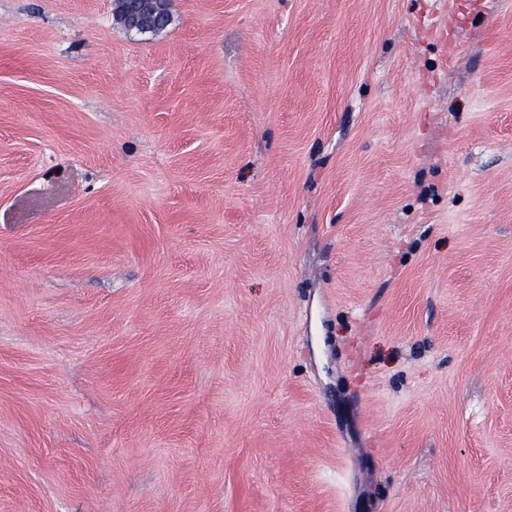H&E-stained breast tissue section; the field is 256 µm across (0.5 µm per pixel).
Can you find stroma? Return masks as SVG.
<instances>
[{"mask_svg":"<svg viewBox=\"0 0 512 512\" xmlns=\"http://www.w3.org/2000/svg\"><path fill=\"white\" fill-rule=\"evenodd\" d=\"M0 0V512H512V0ZM170 0H134L130 1L129 19L137 21L144 13L151 14L156 19L164 18L166 15V6Z\"/></svg>","mask_w":512,"mask_h":512,"instance_id":"stroma-1","label":"stroma"}]
</instances>
